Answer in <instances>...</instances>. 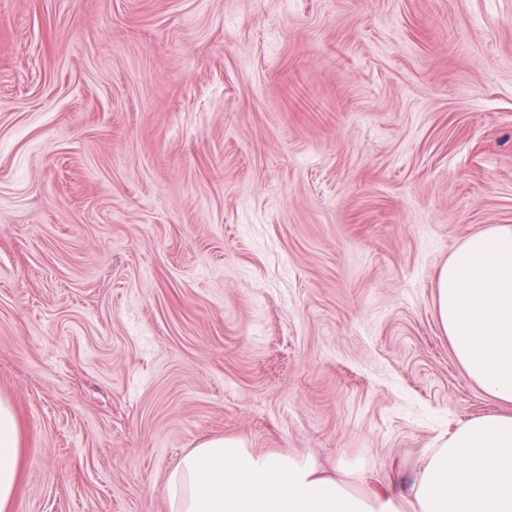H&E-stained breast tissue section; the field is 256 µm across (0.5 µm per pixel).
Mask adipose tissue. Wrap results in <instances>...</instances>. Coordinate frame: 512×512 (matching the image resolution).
<instances>
[{
  "instance_id": "1",
  "label": "adipose tissue",
  "mask_w": 512,
  "mask_h": 512,
  "mask_svg": "<svg viewBox=\"0 0 512 512\" xmlns=\"http://www.w3.org/2000/svg\"><path fill=\"white\" fill-rule=\"evenodd\" d=\"M435 309L467 375L497 405L426 451L409 491L347 490L312 461L212 437L163 488L170 512H512V226L467 239L440 268ZM25 457L14 402L0 394V512H15Z\"/></svg>"
}]
</instances>
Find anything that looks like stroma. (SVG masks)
<instances>
[{"instance_id": "obj_1", "label": "stroma", "mask_w": 512, "mask_h": 512, "mask_svg": "<svg viewBox=\"0 0 512 512\" xmlns=\"http://www.w3.org/2000/svg\"><path fill=\"white\" fill-rule=\"evenodd\" d=\"M512 225V0H0L15 512H169L225 435L401 491L494 410L434 309Z\"/></svg>"}]
</instances>
